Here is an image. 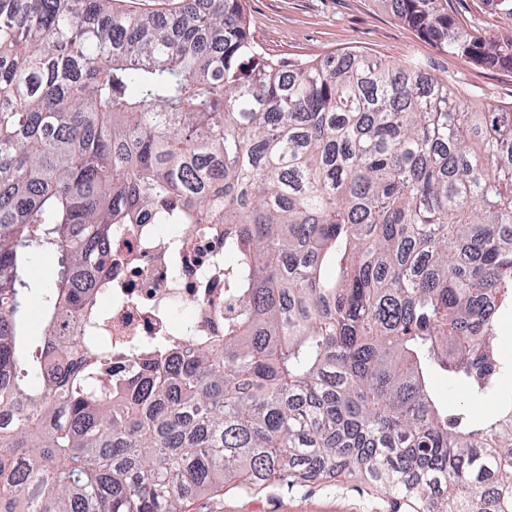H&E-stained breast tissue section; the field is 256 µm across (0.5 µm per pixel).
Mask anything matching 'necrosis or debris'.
I'll use <instances>...</instances> for the list:
<instances>
[{
    "instance_id": "obj_1",
    "label": "necrosis or debris",
    "mask_w": 512,
    "mask_h": 512,
    "mask_svg": "<svg viewBox=\"0 0 512 512\" xmlns=\"http://www.w3.org/2000/svg\"><path fill=\"white\" fill-rule=\"evenodd\" d=\"M112 264L95 302L101 335L112 339V369L122 375L132 356L126 347L148 348L164 341L197 344L224 333V227L182 224L176 232L160 225L123 224L109 243ZM190 307L188 327L173 320L177 304Z\"/></svg>"
}]
</instances>
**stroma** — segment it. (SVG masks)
Returning a JSON list of instances; mask_svg holds the SVG:
<instances>
[{"instance_id": "1", "label": "stroma", "mask_w": 512, "mask_h": 512, "mask_svg": "<svg viewBox=\"0 0 512 512\" xmlns=\"http://www.w3.org/2000/svg\"><path fill=\"white\" fill-rule=\"evenodd\" d=\"M255 41L268 56L291 63L353 51L383 61H427L433 74L475 90L484 100L512 106V70L488 67L438 51L382 0H243ZM448 16L476 35H512V19L489 0H448ZM192 512H397L395 498L363 479L316 483L290 491L195 498Z\"/></svg>"}]
</instances>
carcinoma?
<instances>
[{"label":"carcinoma","instance_id":"carcinoma-1","mask_svg":"<svg viewBox=\"0 0 512 512\" xmlns=\"http://www.w3.org/2000/svg\"><path fill=\"white\" fill-rule=\"evenodd\" d=\"M117 2L0 0V512H187L357 473L407 512H512V107L422 60L290 69L242 0ZM388 6L512 69V37L460 30L448 0ZM145 209L224 225L232 307L224 336L114 381L88 331L112 228ZM438 374L495 409L448 413Z\"/></svg>","mask_w":512,"mask_h":512}]
</instances>
